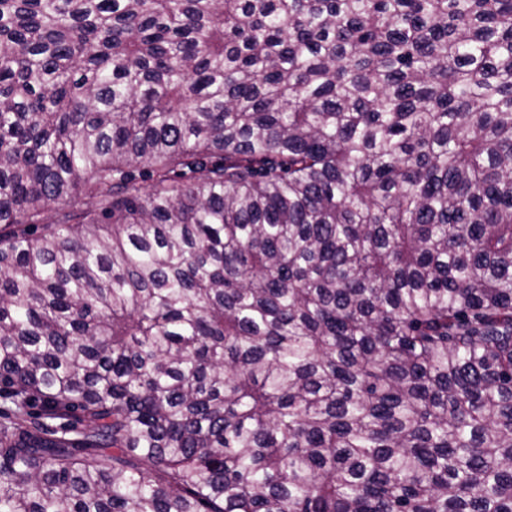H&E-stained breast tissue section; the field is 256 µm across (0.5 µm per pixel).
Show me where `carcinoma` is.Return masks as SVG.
I'll return each mask as SVG.
<instances>
[{"label": "carcinoma", "instance_id": "1", "mask_svg": "<svg viewBox=\"0 0 512 512\" xmlns=\"http://www.w3.org/2000/svg\"><path fill=\"white\" fill-rule=\"evenodd\" d=\"M0 512H512V0H0Z\"/></svg>", "mask_w": 512, "mask_h": 512}]
</instances>
